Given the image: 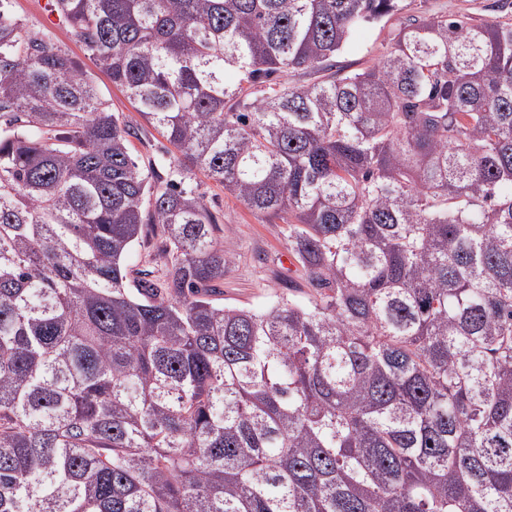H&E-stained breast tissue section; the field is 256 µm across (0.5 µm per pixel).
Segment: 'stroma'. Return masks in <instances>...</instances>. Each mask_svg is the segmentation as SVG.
I'll return each instance as SVG.
<instances>
[{
  "instance_id": "obj_1",
  "label": "stroma",
  "mask_w": 512,
  "mask_h": 512,
  "mask_svg": "<svg viewBox=\"0 0 512 512\" xmlns=\"http://www.w3.org/2000/svg\"><path fill=\"white\" fill-rule=\"evenodd\" d=\"M495 3L496 0H404L401 16L417 18L448 13L488 18L495 14ZM396 25L397 20L392 18L358 31L351 44L337 54V67L347 73L373 66L390 49ZM97 83L112 110L126 117L135 129L132 152L140 162L157 163L172 157L173 147L141 119L126 96L105 75H98ZM194 183L217 216L229 250V267L217 295L219 303L261 308L278 296L306 300L309 289L298 264L285 260L289 252L287 216L254 215L203 171H196Z\"/></svg>"
}]
</instances>
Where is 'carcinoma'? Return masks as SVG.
I'll use <instances>...</instances> for the list:
<instances>
[{"mask_svg":"<svg viewBox=\"0 0 512 512\" xmlns=\"http://www.w3.org/2000/svg\"><path fill=\"white\" fill-rule=\"evenodd\" d=\"M402 2L51 0L163 177L0 0V512H512V22L411 18L336 74ZM197 169L294 219L307 302L215 303ZM43 1L45 0H13L14 11L17 15L30 20L36 25L45 26L53 30L59 42L73 56L78 57L88 68L95 72L99 88L111 104L112 111L119 112L120 115L122 114L123 117H126V120L130 121V125L137 132V137L130 138L133 145L132 152L142 164L146 163L147 165L148 161H152L157 166L162 159L168 160L172 157L175 149L141 119L126 96L113 87L109 79L84 57L80 47L71 40L68 32L62 27L45 21L42 8ZM161 246L160 239L152 233L150 227L147 228L143 243L141 246H136L129 255L126 266L133 276L140 273L142 270L148 269L154 271L153 275L158 276L161 274L162 265L160 262L156 263L153 258L156 250Z\"/></svg>","mask_w":512,"mask_h":512,"instance_id":"obj_1","label":"carcinoma"}]
</instances>
